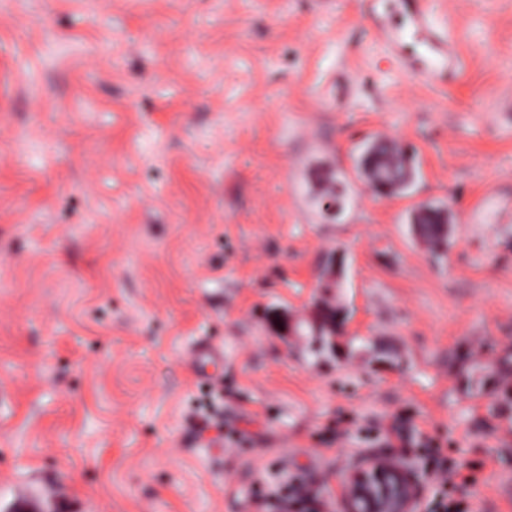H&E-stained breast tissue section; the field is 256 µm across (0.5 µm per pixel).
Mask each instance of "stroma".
<instances>
[{
	"label": "stroma",
	"mask_w": 512,
	"mask_h": 512,
	"mask_svg": "<svg viewBox=\"0 0 512 512\" xmlns=\"http://www.w3.org/2000/svg\"><path fill=\"white\" fill-rule=\"evenodd\" d=\"M435 10L468 61L447 88L403 80L362 0H0V512H259L275 458L341 512L393 422L476 467L472 512H512L480 369L512 345V0ZM381 130L417 168L399 196L357 169ZM320 298L334 354L272 324ZM432 213L439 221L429 216ZM413 234L429 245V253L440 257L446 253L449 246L450 226L444 210L434 206H422L411 216ZM446 226V227H444ZM314 323L319 336H339L344 324L342 309L319 301L315 305ZM191 357L199 363L206 377L210 379L220 377L219 373L207 372V367L210 364L224 362V349L220 344L209 341L196 345L191 353Z\"/></svg>",
	"instance_id": "35a3bbf8"
}]
</instances>
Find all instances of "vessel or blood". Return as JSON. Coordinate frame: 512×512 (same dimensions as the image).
<instances>
[{"mask_svg": "<svg viewBox=\"0 0 512 512\" xmlns=\"http://www.w3.org/2000/svg\"><path fill=\"white\" fill-rule=\"evenodd\" d=\"M366 13L374 36L393 57L400 73L426 84L447 86L456 82L464 68L455 36L448 32L447 18L435 17L430 0H389L386 13H379V0H370ZM192 358L201 367L224 359L220 344L196 345Z\"/></svg>", "mask_w": 512, "mask_h": 512, "instance_id": "obj_1", "label": "vessel or blood"}]
</instances>
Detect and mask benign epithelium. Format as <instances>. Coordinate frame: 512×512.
I'll return each mask as SVG.
<instances>
[{"label": "benign epithelium", "mask_w": 512, "mask_h": 512, "mask_svg": "<svg viewBox=\"0 0 512 512\" xmlns=\"http://www.w3.org/2000/svg\"><path fill=\"white\" fill-rule=\"evenodd\" d=\"M419 499L414 470L390 455L355 468L342 485L343 512H418Z\"/></svg>", "instance_id": "7a95c632"}]
</instances>
